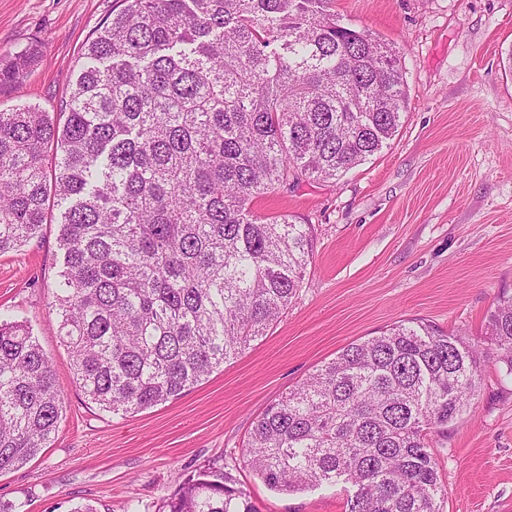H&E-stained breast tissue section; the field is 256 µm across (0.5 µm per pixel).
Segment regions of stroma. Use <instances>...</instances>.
<instances>
[{
    "mask_svg": "<svg viewBox=\"0 0 512 512\" xmlns=\"http://www.w3.org/2000/svg\"><path fill=\"white\" fill-rule=\"evenodd\" d=\"M119 0H0V54L34 65L0 85V112L57 114L92 33ZM399 49L409 106L388 148L336 181L307 179L254 205L313 227L304 283L282 317L182 396L127 416L88 402L70 370L53 291L57 210L0 254V317L24 320L56 367L65 411L51 445L0 472V505L24 512H158L201 467L249 491L258 512H345L347 493L267 489L242 450L261 413L351 342L420 318L482 340L512 294V0H333ZM441 512H512V379L482 370L467 411L431 434Z\"/></svg>",
    "mask_w": 512,
    "mask_h": 512,
    "instance_id": "obj_1",
    "label": "stroma"
}]
</instances>
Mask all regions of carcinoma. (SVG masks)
Wrapping results in <instances>:
<instances>
[{"mask_svg": "<svg viewBox=\"0 0 512 512\" xmlns=\"http://www.w3.org/2000/svg\"><path fill=\"white\" fill-rule=\"evenodd\" d=\"M332 0H123L84 46L62 110L0 112V254L62 211L55 307L85 397L125 416L176 399L292 303L313 231L256 200L336 180L381 152L408 107L396 47L340 25ZM37 59L0 57V83ZM53 152H48V149ZM487 336L512 378V297ZM483 352L422 320L353 342L256 421L243 458L271 490H353L348 512H439L427 431L480 388ZM63 415L53 362L0 321V471ZM158 512H257L208 467Z\"/></svg>", "mask_w": 512, "mask_h": 512, "instance_id": "cac0c4a2", "label": "carcinoma"}]
</instances>
